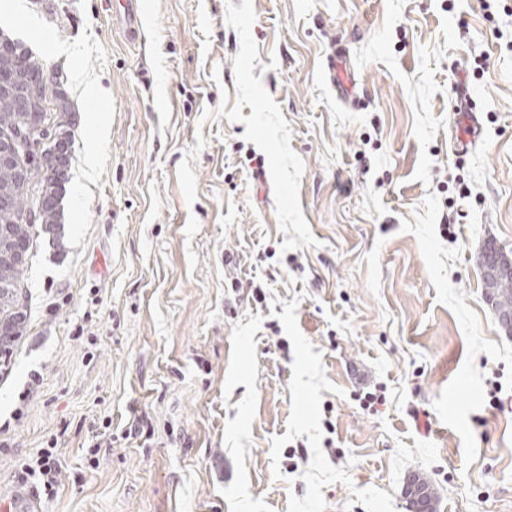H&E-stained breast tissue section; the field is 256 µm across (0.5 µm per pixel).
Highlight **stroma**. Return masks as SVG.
Wrapping results in <instances>:
<instances>
[{
    "instance_id": "1",
    "label": "stroma",
    "mask_w": 512,
    "mask_h": 512,
    "mask_svg": "<svg viewBox=\"0 0 512 512\" xmlns=\"http://www.w3.org/2000/svg\"><path fill=\"white\" fill-rule=\"evenodd\" d=\"M142 5L131 40L122 0H0L74 112L62 244L33 242L0 372V502L54 438L41 512H407L417 473L437 512H512L480 269L512 258V0ZM57 439L48 441V448H40L36 453L25 458L21 464V480L27 482L34 478L43 488L46 496L57 494V473L60 467Z\"/></svg>"
}]
</instances>
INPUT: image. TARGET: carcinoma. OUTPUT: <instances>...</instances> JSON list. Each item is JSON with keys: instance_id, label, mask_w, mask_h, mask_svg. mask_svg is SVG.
<instances>
[{"instance_id": "carcinoma-1", "label": "carcinoma", "mask_w": 512, "mask_h": 512, "mask_svg": "<svg viewBox=\"0 0 512 512\" xmlns=\"http://www.w3.org/2000/svg\"><path fill=\"white\" fill-rule=\"evenodd\" d=\"M46 76L43 63L32 46L24 39L0 29V85H23L34 87L38 92L37 105L43 107L47 101V88L43 86ZM56 109L52 124L54 132L61 137L63 151L71 153V135L68 118L71 105L66 91L54 90ZM46 120L44 112H19L15 98L0 88V136L28 123ZM37 179L38 199L41 201L38 223L27 224L21 215L30 204V196L17 193L16 175L13 169L0 165V253L22 250L29 254L34 239L40 236L58 238L60 230L61 199L66 185L65 174L53 175L32 173ZM26 264L13 265L0 262V336L8 337L0 344V350L13 345L27 328V315L15 311L18 288ZM488 297L496 313H512V277L484 278Z\"/></svg>"}]
</instances>
